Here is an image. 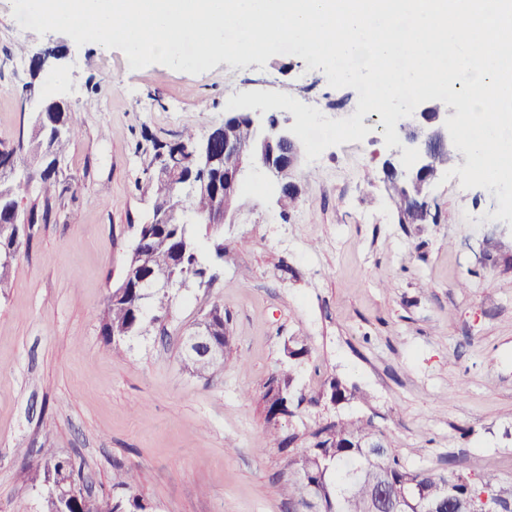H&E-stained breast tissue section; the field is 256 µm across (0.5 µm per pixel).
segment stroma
Segmentation results:
<instances>
[{"mask_svg":"<svg viewBox=\"0 0 512 512\" xmlns=\"http://www.w3.org/2000/svg\"><path fill=\"white\" fill-rule=\"evenodd\" d=\"M12 11L0 0V139L31 131L30 81L63 91L83 134L60 162L70 184L50 222L0 289V512H47L33 480L42 447L71 458L95 498L119 495L132 472L146 512H295L281 486L304 445L279 448L272 432L338 416L372 421L408 467L512 483V225L477 219L498 209L495 191L452 177L430 189L432 221L400 223L383 168L402 149L369 113L363 141L294 169L292 206L247 171L215 229L224 257L209 281L171 289L165 320L111 349L104 309L149 211L155 144L186 129L205 138L244 91H286L332 119L353 115L358 95L292 55L199 75L133 70L120 50L21 30ZM21 44L66 57L34 77L14 66ZM215 304L232 351L200 379L183 367L182 338ZM293 336L310 350L294 366ZM286 372L305 394L335 378L357 397L301 403L271 426L261 394Z\"/></svg>","mask_w":512,"mask_h":512,"instance_id":"obj_1","label":"stroma"}]
</instances>
